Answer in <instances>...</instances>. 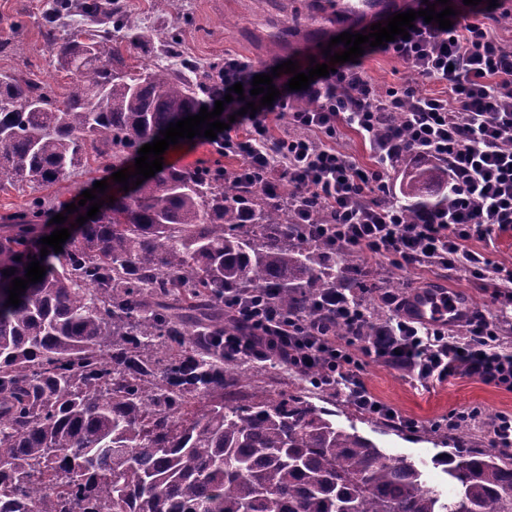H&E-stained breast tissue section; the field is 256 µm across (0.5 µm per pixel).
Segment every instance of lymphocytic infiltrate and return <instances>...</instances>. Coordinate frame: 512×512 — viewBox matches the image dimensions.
Here are the masks:
<instances>
[{"mask_svg":"<svg viewBox=\"0 0 512 512\" xmlns=\"http://www.w3.org/2000/svg\"><path fill=\"white\" fill-rule=\"evenodd\" d=\"M450 4L455 11L451 28L419 17L408 38L364 49L368 55H392L422 79L442 85L443 93L424 94L409 86L381 95L361 63L346 62L302 92L288 90V75L274 78L279 97L250 117L241 114V100L228 103L224 97L237 83L251 90L261 69L228 54L204 102L211 109L224 101V113L232 118L213 145L224 156L238 158L236 175L266 193L288 182V204L304 224L311 203L320 202L333 221L317 225V232L352 249L361 264L462 268L493 284L495 298L502 301L500 315L493 322L480 314L467 316L463 325L469 338L464 342L406 318L405 299L390 293L383 296L390 313L370 337L361 333L366 309L345 288L328 289L317 304L319 313L343 323L340 335L320 324L319 313L292 316L264 295L236 304V317L250 333L225 334V353L261 361L286 354L290 371L317 369L320 385L343 394L367 415L411 428L415 420L367 387L363 358L405 369L423 387L465 374L512 389V353L495 347L499 330L512 326V267L471 248L475 242L493 245L496 236L512 231V149L503 145L512 138V52L482 20L481 9L463 0ZM303 96L317 99V106L290 110V103ZM389 109L401 112L403 119L378 134V116ZM284 110L291 113L294 132L278 138L268 120ZM342 125L368 140L375 167H362L336 149ZM407 155L447 160L452 190L447 209L415 224L405 221L395 205L376 201L378 194L390 191L388 166Z\"/></svg>","mask_w":512,"mask_h":512,"instance_id":"obj_1","label":"lymphocytic infiltrate"}]
</instances>
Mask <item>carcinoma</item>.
Listing matches in <instances>:
<instances>
[{
    "mask_svg": "<svg viewBox=\"0 0 512 512\" xmlns=\"http://www.w3.org/2000/svg\"><path fill=\"white\" fill-rule=\"evenodd\" d=\"M79 7L87 27L64 36L57 21L72 0H48L42 14L70 76L63 98L0 76L2 192L123 167L211 88L212 73L188 61L193 79L125 69L112 43L128 27L121 7ZM309 7L338 23L367 15L358 0ZM284 198L212 169L164 168L45 257L50 202L0 217V512H512V453L462 447L466 424L440 459L455 487L446 495L303 387L232 402L243 375L224 357V329H236L224 295L265 293L311 314L325 289L360 284L329 240L289 223ZM449 199L448 168L427 161L395 202L414 223ZM33 257L43 280L6 305Z\"/></svg>",
    "mask_w": 512,
    "mask_h": 512,
    "instance_id": "obj_1",
    "label": "carcinoma"
}]
</instances>
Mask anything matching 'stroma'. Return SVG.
Segmentation results:
<instances>
[{
    "label": "stroma",
    "instance_id": "stroma-1",
    "mask_svg": "<svg viewBox=\"0 0 512 512\" xmlns=\"http://www.w3.org/2000/svg\"><path fill=\"white\" fill-rule=\"evenodd\" d=\"M125 2V13L143 38L142 45L124 54L127 64L135 67L160 62L161 50L154 38L160 29L178 31L182 59L209 71L221 68L228 53L258 66L289 60L303 64L309 57L320 55L332 37L350 29L349 24L327 20H306L299 27H292L288 0H181L175 15L167 14L160 0ZM43 9L44 0H0V73L34 74L39 82L59 95L66 92L69 77L48 51L41 27ZM363 67L382 94L403 85L417 87L422 92L440 90L439 84L419 81L388 54L367 57ZM166 155L172 168L218 164L231 170L239 164L233 157L218 158L210 145L185 140L169 147ZM377 269L375 281H385L388 273L393 272L403 287L419 279L436 286L441 284L488 317L498 315L499 305L491 289L444 268L394 271L381 263ZM361 375L379 398L420 421L417 434L399 436L386 432L382 421L366 415L344 396L331 391L319 398V405L335 411L338 425L356 427L388 455H405L421 463L429 485L442 490L448 487V476L435 464L444 450L443 444L433 437L437 422L451 411L478 408L481 416L474 426L472 445L487 451L491 448L488 422L499 413H512V389L487 385L465 375L423 388L415 385L405 370L372 358L364 359Z\"/></svg>",
    "mask_w": 512,
    "mask_h": 512
}]
</instances>
